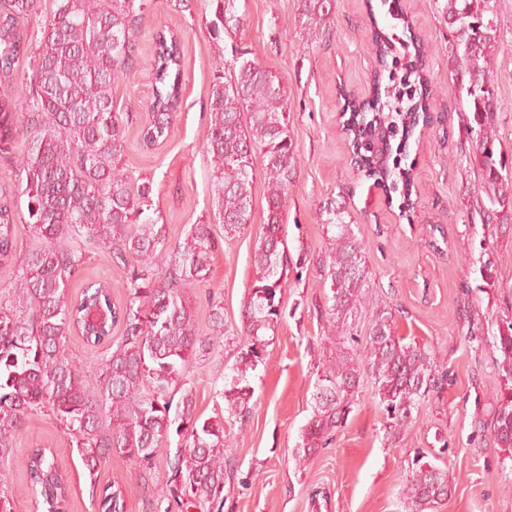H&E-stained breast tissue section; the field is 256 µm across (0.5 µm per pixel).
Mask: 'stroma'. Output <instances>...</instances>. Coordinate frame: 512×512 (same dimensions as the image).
<instances>
[{
	"instance_id": "stroma-1",
	"label": "stroma",
	"mask_w": 512,
	"mask_h": 512,
	"mask_svg": "<svg viewBox=\"0 0 512 512\" xmlns=\"http://www.w3.org/2000/svg\"><path fill=\"white\" fill-rule=\"evenodd\" d=\"M134 73L112 88L114 112L127 117L124 169L152 182L154 203L170 242L208 215L214 194L211 158L204 146L217 49L206 21L207 0H144ZM393 18L380 0H336L330 34L308 37L299 22L301 0H245L235 41L288 87L289 129L297 145L296 177L285 209L291 253L309 261L288 276L286 314L271 336L265 362L251 374L252 411L224 426L229 444L224 504L212 512H414L403 490L413 461L445 470L451 490L432 512H512V472L488 425L507 385L495 336L512 318V220L494 223L484 207L480 163L465 131L467 99L456 75L448 31V0H403ZM496 47L488 67L498 106L492 127L501 144L497 161L512 174V0H496ZM166 25L181 37L180 104L166 141L153 151L138 142L150 122L154 89L152 35ZM415 34L430 82V119L408 139L394 137L392 160L411 170L413 220L401 218L400 188L374 183L349 161L341 131L340 90L369 97L377 66L373 33ZM264 181L254 183L253 220L229 236L212 231L222 248L205 286L189 303L199 328L214 307L224 310V334L189 366L196 410L213 416L221 392L246 346L242 310L254 278L253 254L266 218ZM335 198L351 215L364 247L370 279L365 302L340 321L329 314V292L318 262L330 249L319 207ZM112 281V296L126 303V270L103 251L91 253L72 278L69 297L90 282ZM391 311L398 335L427 345L448 379L426 396L410 424L390 428L371 379L358 387L345 427L331 444L298 465L294 450L314 412L317 366L336 346L362 354L377 310ZM52 449L68 477V512H98L93 487L121 490L124 512H150L138 463L119 457L89 476L71 437L45 414L27 417L10 456L0 457V487L15 512H35L22 466L29 449Z\"/></svg>"
}]
</instances>
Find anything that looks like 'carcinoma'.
<instances>
[{"label": "carcinoma", "mask_w": 512, "mask_h": 512, "mask_svg": "<svg viewBox=\"0 0 512 512\" xmlns=\"http://www.w3.org/2000/svg\"><path fill=\"white\" fill-rule=\"evenodd\" d=\"M42 0H0V82L30 52L28 90L17 99L0 94V155L17 163L19 184L0 181V265L16 263L12 291L0 296V456L8 455L30 414L45 413L73 438L79 458L95 476L116 454L142 466L141 480L151 491L153 512H207L224 501V419L243 420L251 412L253 388L247 376L262 363L264 336L284 316L283 282L292 258L283 234L288 191L295 178V144L289 130L288 87L282 78L230 44L218 50L210 92L205 140L212 155L215 197L212 220L200 221L184 239L170 245L160 223L150 182L131 178L119 165L125 132L112 109V87L131 72L141 9L135 0H54L55 10L40 37L23 38L17 18L35 14ZM240 0H210V30L218 42L243 24ZM335 0H302L300 21L307 34H322ZM448 26L458 73L468 78L472 142L481 159L485 193L496 215L512 212V181L496 167L495 144L488 136L496 112V93L487 76L488 52L496 47L495 0H448ZM379 69L373 95L344 100L342 130L350 142V163L369 177L391 176L403 189L402 216L412 220L411 170L388 168L391 148L379 125H362L363 112H401L414 129L429 111L431 89L419 52L392 54L388 35L375 32ZM152 120L138 133L142 149L152 151L168 137L180 102L181 39L164 25L156 30ZM230 54H225V51ZM390 71L388 83L383 73ZM262 171L267 217L254 255L250 299L245 305L247 349L227 378L221 397L224 412L209 418L196 413L189 365L223 335L221 308L210 315L209 332L195 322L184 291L205 284L220 244L211 222L226 234L252 223L253 187ZM27 197V220L35 244L17 257L14 198ZM331 251L320 268L329 284V312L340 318L363 304L369 287L361 242L347 211L329 198L322 206ZM94 249L112 253L127 268L128 300L112 298V284L90 283L68 299L69 281ZM124 329L122 344L105 351L94 369L78 368L68 354L77 333L93 346ZM509 395L494 415V437L512 461V322L499 336ZM392 427L412 420L423 398L442 386L447 374L437 368L431 350L396 333L392 314L372 319L364 354L354 358L343 348L323 365L312 393L315 410L301 435L296 460L306 461L329 444L331 433L351 411L364 372ZM94 379L96 392L87 390ZM181 397L173 403L171 391ZM109 419L103 427V419ZM178 436L176 451L169 449ZM166 453L168 475L157 486L151 475L155 458ZM35 503L45 512H67L64 472L44 448H32L23 460ZM447 473L420 467L405 487L415 512L448 497ZM121 491L108 485L100 512H123Z\"/></svg>", "instance_id": "cac0c4a2"}]
</instances>
